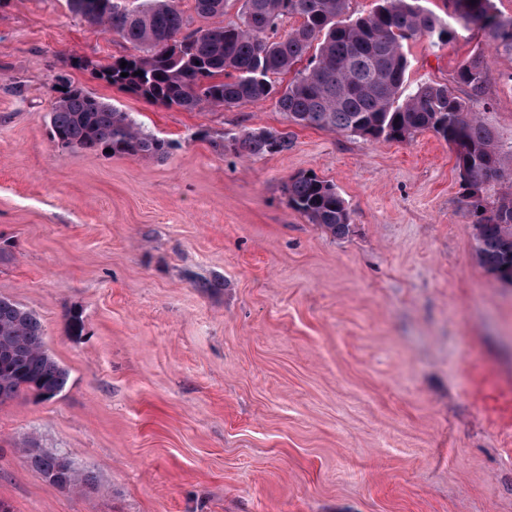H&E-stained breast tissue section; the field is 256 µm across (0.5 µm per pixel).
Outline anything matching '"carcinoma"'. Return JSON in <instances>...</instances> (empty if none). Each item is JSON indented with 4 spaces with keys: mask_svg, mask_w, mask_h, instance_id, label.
<instances>
[{
    "mask_svg": "<svg viewBox=\"0 0 512 512\" xmlns=\"http://www.w3.org/2000/svg\"><path fill=\"white\" fill-rule=\"evenodd\" d=\"M203 18L224 14L225 0H193ZM425 0H377L365 17L345 19L348 0H242L238 20L189 29L181 0H68L73 13L110 31L135 53L93 68L95 78L144 100L185 111L237 108L276 99L290 122L402 141L430 130L454 146L457 168L471 183L462 203L474 219L476 257L490 274L512 281V172L495 131L470 105L489 94L485 57L472 56L453 77L467 100L434 81L403 95L409 61L404 44L426 37L446 45L454 38L448 20ZM458 16L483 38L512 51V17L493 11L492 0H455ZM298 24L281 32L286 19ZM126 67H121V63ZM293 74L284 87L271 76ZM50 112V135L64 148L103 157L168 158L173 144L144 130L95 94L61 78ZM216 148L246 157L288 150V134L266 128L224 134ZM500 186L494 196L487 187ZM288 205L340 238L350 232V214L336 187L313 172L284 185ZM68 372L48 353L38 317L0 297V403L21 394L56 398ZM27 459L50 483L90 485L93 476L71 465L66 454L27 450Z\"/></svg>",
    "mask_w": 512,
    "mask_h": 512,
    "instance_id": "obj_1",
    "label": "carcinoma"
}]
</instances>
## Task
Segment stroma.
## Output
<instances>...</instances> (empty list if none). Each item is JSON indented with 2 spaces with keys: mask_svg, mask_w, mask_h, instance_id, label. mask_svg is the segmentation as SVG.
<instances>
[{
  "mask_svg": "<svg viewBox=\"0 0 512 512\" xmlns=\"http://www.w3.org/2000/svg\"><path fill=\"white\" fill-rule=\"evenodd\" d=\"M427 6L456 37L407 42V90L451 84L483 53L490 94L473 110L512 142V54L453 0ZM130 51L67 0L0 9V296L39 317L69 372L52 400L0 404V500L12 512H512V285L476 259L446 141L300 127L272 98L166 108L70 65ZM61 74L172 141L167 160L55 144ZM261 127L287 133V151L212 144ZM308 171L344 198L345 237L289 207L285 182ZM27 446L70 455L94 484H50Z\"/></svg>",
  "mask_w": 512,
  "mask_h": 512,
  "instance_id": "obj_1",
  "label": "stroma"
}]
</instances>
